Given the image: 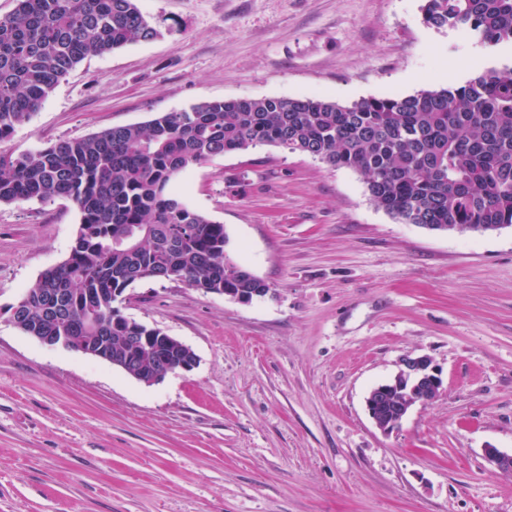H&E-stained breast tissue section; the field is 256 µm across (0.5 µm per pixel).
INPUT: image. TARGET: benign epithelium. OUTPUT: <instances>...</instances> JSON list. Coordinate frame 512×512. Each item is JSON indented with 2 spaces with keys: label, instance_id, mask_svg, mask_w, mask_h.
<instances>
[{
  "label": "benign epithelium",
  "instance_id": "benign-epithelium-1",
  "mask_svg": "<svg viewBox=\"0 0 512 512\" xmlns=\"http://www.w3.org/2000/svg\"><path fill=\"white\" fill-rule=\"evenodd\" d=\"M36 340L51 347H62L67 350L79 346V350L99 360L112 361V356L103 347L97 344L99 337L93 336L88 342H81L79 336H38ZM171 369L167 365V359L161 358L148 367L137 366L131 376L147 386L161 382ZM443 385L440 371L432 364V360L426 356H415L411 353L404 355L399 360L398 370L392 382L380 384L370 390L365 405L369 417L375 426L386 433L396 428L406 417L410 409L418 404L434 399L440 392ZM402 389L406 392L405 401L398 405L397 416L390 420L381 422L375 416V401L382 396L390 394L393 390ZM487 459L502 471H512V454L504 453L496 448L485 449Z\"/></svg>",
  "mask_w": 512,
  "mask_h": 512
}]
</instances>
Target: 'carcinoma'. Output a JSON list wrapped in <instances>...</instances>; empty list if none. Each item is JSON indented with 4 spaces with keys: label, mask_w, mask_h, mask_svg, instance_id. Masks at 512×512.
I'll list each match as a JSON object with an SVG mask.
<instances>
[{
    "label": "carcinoma",
    "mask_w": 512,
    "mask_h": 512,
    "mask_svg": "<svg viewBox=\"0 0 512 512\" xmlns=\"http://www.w3.org/2000/svg\"><path fill=\"white\" fill-rule=\"evenodd\" d=\"M423 21L477 41L512 43V0H424ZM158 35L137 0H18L0 17V141L27 122L70 70ZM273 145L363 178L370 201L404 224L458 231L512 227V76L486 70L458 87L340 104L321 97L210 100L146 124L116 126L21 155L0 151V204L63 197L81 213L67 259L28 288H66L78 335L112 290L143 279L180 280L236 297L267 284L225 253L224 225L189 209L173 191L189 167ZM64 321L28 311L31 336ZM130 322L119 318L99 344L126 355ZM159 328L135 356L157 353Z\"/></svg>",
    "instance_id": "cac0c4a2"
}]
</instances>
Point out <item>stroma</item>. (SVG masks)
<instances>
[{
	"label": "stroma",
	"instance_id": "obj_1",
	"mask_svg": "<svg viewBox=\"0 0 512 512\" xmlns=\"http://www.w3.org/2000/svg\"><path fill=\"white\" fill-rule=\"evenodd\" d=\"M423 0H138L157 38L87 56L0 142L20 155L208 100L347 104L512 73V44L437 30ZM182 201L269 285L244 303L139 281L121 313L192 348L147 386L9 320L63 262L64 198L0 205V512H512V227L430 231L361 176L282 147L184 171ZM407 353L443 388L378 430L365 398Z\"/></svg>",
	"mask_w": 512,
	"mask_h": 512
}]
</instances>
